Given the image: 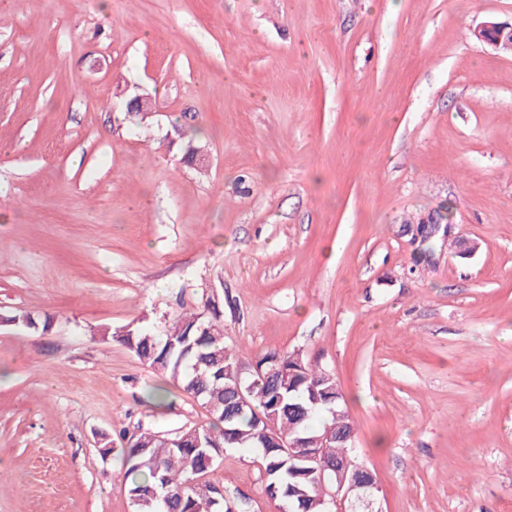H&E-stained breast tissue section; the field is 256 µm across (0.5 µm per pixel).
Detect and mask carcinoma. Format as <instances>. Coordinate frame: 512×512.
Here are the masks:
<instances>
[{
  "mask_svg": "<svg viewBox=\"0 0 512 512\" xmlns=\"http://www.w3.org/2000/svg\"><path fill=\"white\" fill-rule=\"evenodd\" d=\"M101 335L197 397L212 416L206 426L175 434L142 433L120 449L133 512H234L208 475L224 452L238 448L258 451L265 491L284 512H333L338 465L347 500L364 496L366 474L354 451L336 439L325 446L329 431L355 434L341 387L302 351L274 350L243 361L226 345L223 313L212 303L202 312L177 314L159 334L129 323ZM278 365L288 370L283 382L266 377ZM246 388L248 405L240 410L238 392ZM273 430L288 447L273 442Z\"/></svg>",
  "mask_w": 512,
  "mask_h": 512,
  "instance_id": "cac0c4a2",
  "label": "carcinoma"
}]
</instances>
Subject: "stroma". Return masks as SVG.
<instances>
[{
  "instance_id": "35a3bbf8",
  "label": "stroma",
  "mask_w": 512,
  "mask_h": 512,
  "mask_svg": "<svg viewBox=\"0 0 512 512\" xmlns=\"http://www.w3.org/2000/svg\"><path fill=\"white\" fill-rule=\"evenodd\" d=\"M487 20L512 0H0V512H133L100 446L211 417L173 385L155 405L100 331L210 299L228 345L336 376L382 512H512V56ZM446 206L478 248L419 260ZM210 479L280 512L245 450ZM474 36L497 54L512 55V23L484 22L475 29Z\"/></svg>"
}]
</instances>
